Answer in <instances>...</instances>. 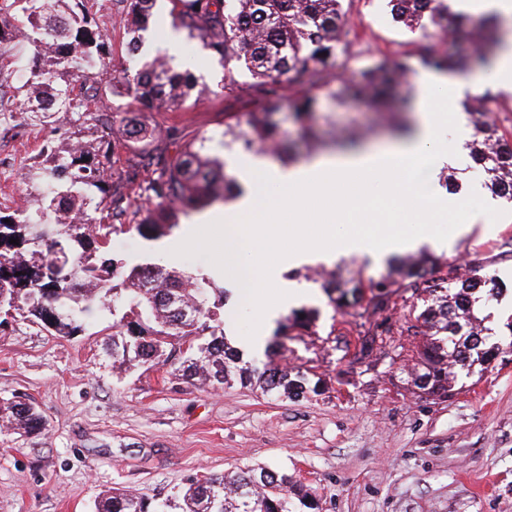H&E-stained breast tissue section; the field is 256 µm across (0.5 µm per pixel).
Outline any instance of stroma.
<instances>
[{
    "instance_id": "stroma-1",
    "label": "stroma",
    "mask_w": 512,
    "mask_h": 512,
    "mask_svg": "<svg viewBox=\"0 0 512 512\" xmlns=\"http://www.w3.org/2000/svg\"><path fill=\"white\" fill-rule=\"evenodd\" d=\"M356 35L347 74L394 51L419 57L428 48L417 35L393 27L383 0H352ZM171 0H157L150 32L157 55L191 59L197 96L175 112H156L133 96L113 97V110L95 130V144H119V160L135 157L129 122L158 129L178 124L188 134L211 136L224 129L228 112H247V100L224 93V61L197 42H186L175 25ZM121 0H104L99 22L112 34L106 58L114 80L149 62L131 55ZM176 39L169 51L168 39ZM15 61L0 65V212L23 219L38 194L26 183L28 168L49 145L64 144L67 122L26 121L16 114V61L33 57L31 45L14 47ZM312 125L320 139L316 156L338 150V133L363 135L368 146L389 142L383 113L348 96L334 102L316 93ZM216 203L187 215L197 244L163 252L141 235L133 220L114 230L106 257L130 266L151 263L202 272L226 287L224 262L211 215ZM429 229L445 247L433 251L440 267L467 260L495 273L499 292L490 308L512 309V221L462 226L448 212ZM384 259L366 254L339 257L286 272L319 315L308 335L292 336L277 349L279 363L319 384L301 400L275 398L240 384L217 388L192 384L171 366L121 372L112 366V317L95 311L81 331L60 337L12 314L0 326V400L34 403L43 430L29 437L0 425V512H94L112 489L175 501L190 479L218 477L243 466H263L295 476L317 495L319 512H512V352L484 370L458 377L452 397L432 400L413 386L411 351L417 343L414 300L404 297L382 314L390 326L383 341L366 343L355 309L330 303V282L378 277Z\"/></svg>"
}]
</instances>
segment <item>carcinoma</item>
<instances>
[{
	"label": "carcinoma",
	"mask_w": 512,
	"mask_h": 512,
	"mask_svg": "<svg viewBox=\"0 0 512 512\" xmlns=\"http://www.w3.org/2000/svg\"><path fill=\"white\" fill-rule=\"evenodd\" d=\"M155 0H122L130 53L139 49L140 33L153 17ZM185 37L198 41L220 57L243 62L254 84L224 75L229 96L251 100L248 112L224 113L219 143L226 149L255 144L279 150L277 124L271 108L288 96V108L305 131L315 100L309 89L330 90L340 102L349 94L382 112H409L411 96L394 108L388 105L392 87L410 80L414 72L404 52L379 58L372 66L342 79L336 59L348 52L352 20L344 0H173ZM98 0H0V14L37 48L33 65L22 76L23 111L31 120L47 122L64 113L82 132L92 130L100 115L91 103L114 95L116 84L91 86L93 94L75 92L71 69L76 64L94 68L104 62L112 36L96 22ZM390 20L419 35L431 48L421 64L446 74L472 68L487 69L503 44L504 22L496 15L469 17L455 12L448 0H387ZM463 37L470 50L450 55L436 48L448 37ZM124 90L157 111L175 112L197 87L189 69L166 60H154L121 81ZM472 128L467 144L472 165L450 168L445 186L458 190L470 174H477L485 189L512 206V132L498 124L497 98L476 91L462 102ZM130 137L151 153L159 138L153 128L135 127ZM165 139L174 153L157 156L156 169L142 177L137 171L116 175V150H105L90 159L89 140L47 148L46 164L33 167L25 179L44 189L38 207L22 221L0 214V289H8L14 309L26 308L28 316L49 332L70 336L81 330L82 316L94 308L112 314L113 366L122 370L166 364L173 356L174 340L208 335L199 346L178 358L175 372L200 386L216 387L237 382L266 394L298 400L317 391L300 373L292 374L270 362L257 371L240 364L239 353L224 337V292H215L210 278L154 265L123 271V263L100 257L110 232L125 222L132 201L145 214L138 230L149 237L171 228L168 212L226 199L237 187L224 161L211 154L206 139L186 140L183 130L168 127ZM41 235L38 244L30 240ZM18 240V244L10 240ZM396 269L369 280L371 296L363 313L371 317L394 304L393 297L410 291L427 295L429 305L417 317V333L444 337L413 353L416 381L424 393L437 400L448 398L449 379L475 368L494 356L486 347L488 329L476 312L494 279L476 267L462 273L448 267L433 276L427 264L411 255L389 261ZM363 285L333 287V305L358 307ZM0 419L30 435L41 431L44 419L33 407L0 403ZM310 500L311 494L293 477L268 468L246 467L220 477L190 481L182 497L181 512H291L288 494ZM95 512H161L148 496L131 491L106 494L95 503Z\"/></svg>",
	"instance_id": "1"
}]
</instances>
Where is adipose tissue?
<instances>
[{"label": "adipose tissue", "mask_w": 512, "mask_h": 512, "mask_svg": "<svg viewBox=\"0 0 512 512\" xmlns=\"http://www.w3.org/2000/svg\"><path fill=\"white\" fill-rule=\"evenodd\" d=\"M416 118L412 135L387 150L326 155L288 169L269 167L266 160L251 163L253 173L265 174L281 187L273 202L245 194L228 208L218 232L224 239V266L233 274L234 296L248 294L256 303L260 324L275 319L282 309L283 274L288 268L311 259H331L336 252L356 254L379 252L401 254L430 243L425 230L433 208L453 211L459 223L490 224L499 213L494 206L476 211L456 195L441 196L439 174L445 167L458 166L464 156L467 130L462 123L447 125L444 114L454 111L467 84L440 73H426L413 80ZM328 199L332 207L321 238L282 251L274 263L260 260L259 246L273 232L277 211L289 207L298 222H305L308 200ZM390 201L416 210L421 230L413 236L388 233L376 238L362 225L351 223L368 201ZM262 222H255V215Z\"/></svg>", "instance_id": "ef3b65f1"}]
</instances>
